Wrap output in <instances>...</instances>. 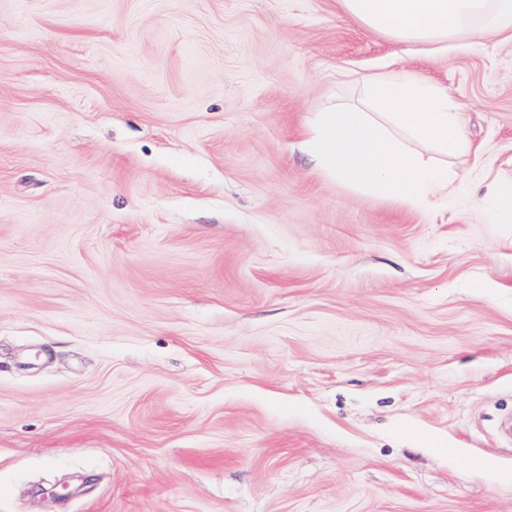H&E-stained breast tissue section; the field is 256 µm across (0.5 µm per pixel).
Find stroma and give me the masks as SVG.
Masks as SVG:
<instances>
[{
    "instance_id": "1",
    "label": "stroma",
    "mask_w": 512,
    "mask_h": 512,
    "mask_svg": "<svg viewBox=\"0 0 512 512\" xmlns=\"http://www.w3.org/2000/svg\"><path fill=\"white\" fill-rule=\"evenodd\" d=\"M401 68L471 144L433 205L301 147ZM488 174L511 42L408 57L337 0H0V512H512Z\"/></svg>"
}]
</instances>
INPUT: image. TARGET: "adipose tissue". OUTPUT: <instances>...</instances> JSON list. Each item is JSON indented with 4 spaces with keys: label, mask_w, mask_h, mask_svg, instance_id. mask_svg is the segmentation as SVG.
<instances>
[{
    "label": "adipose tissue",
    "mask_w": 512,
    "mask_h": 512,
    "mask_svg": "<svg viewBox=\"0 0 512 512\" xmlns=\"http://www.w3.org/2000/svg\"><path fill=\"white\" fill-rule=\"evenodd\" d=\"M347 18L403 45L406 54L462 33L512 37V0H338Z\"/></svg>",
    "instance_id": "1"
}]
</instances>
